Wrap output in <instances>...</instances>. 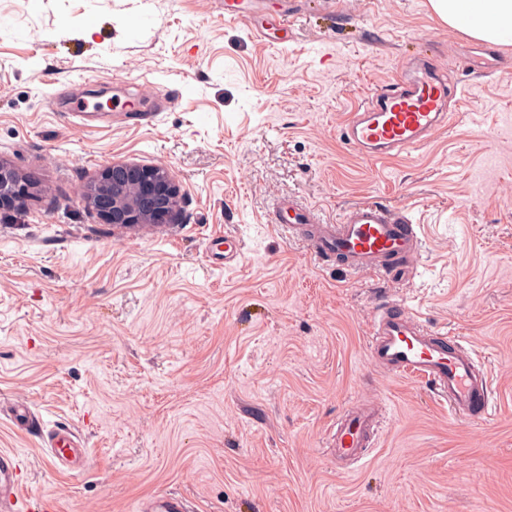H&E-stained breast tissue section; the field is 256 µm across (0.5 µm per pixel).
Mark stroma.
I'll return each mask as SVG.
<instances>
[{"mask_svg": "<svg viewBox=\"0 0 512 512\" xmlns=\"http://www.w3.org/2000/svg\"><path fill=\"white\" fill-rule=\"evenodd\" d=\"M0 0V157L31 184L0 216V448L55 512H133L176 492L193 512H512V74L429 0ZM436 63L451 111L418 148L371 160L340 128L368 93ZM109 104L67 121L81 101ZM113 162L167 167L182 221L136 233L82 202ZM333 224L406 212L416 271L384 283L320 264L273 227L276 203ZM240 240L210 265L215 236ZM405 305L480 355L497 404L462 421L422 380L375 366L377 304ZM378 413L365 463L329 448ZM68 426L83 470L49 465ZM10 408L8 416L11 420L22 423L25 429H31L38 421L35 413L28 400L24 398H14L10 400Z\"/></svg>", "mask_w": 512, "mask_h": 512, "instance_id": "stroma-1", "label": "stroma"}]
</instances>
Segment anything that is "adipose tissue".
Masks as SVG:
<instances>
[{
  "label": "adipose tissue",
  "instance_id": "1",
  "mask_svg": "<svg viewBox=\"0 0 512 512\" xmlns=\"http://www.w3.org/2000/svg\"><path fill=\"white\" fill-rule=\"evenodd\" d=\"M436 16L468 37L512 44V0H429Z\"/></svg>",
  "mask_w": 512,
  "mask_h": 512
}]
</instances>
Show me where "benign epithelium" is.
I'll use <instances>...</instances> for the list:
<instances>
[{"mask_svg":"<svg viewBox=\"0 0 512 512\" xmlns=\"http://www.w3.org/2000/svg\"><path fill=\"white\" fill-rule=\"evenodd\" d=\"M27 196L21 175L0 161V202L8 199L21 209ZM181 200V185L167 168L131 162L100 169L84 198L104 223L125 227L174 224Z\"/></svg>","mask_w":512,"mask_h":512,"instance_id":"7a95c632","label":"benign epithelium"}]
</instances>
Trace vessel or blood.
<instances>
[{
    "label": "vessel or blood",
    "mask_w": 512,
    "mask_h": 512,
    "mask_svg": "<svg viewBox=\"0 0 512 512\" xmlns=\"http://www.w3.org/2000/svg\"><path fill=\"white\" fill-rule=\"evenodd\" d=\"M447 118L448 84L439 72L425 69L368 96L361 111L345 124L343 138L364 156L381 158L419 146ZM317 218L314 210L300 207L288 218L291 235L307 241L317 256L336 257L350 271L369 272L383 280L412 274L420 239L406 213L363 203L347 209L335 224H321ZM240 251V241L215 238L208 257L212 264L225 266ZM368 350L379 368L429 383L456 418L490 416L494 399L485 364L454 337L425 328L407 308L392 304L379 309ZM9 417L28 429L37 421L29 401L18 397L10 402ZM377 429L373 412L345 413L330 446L337 457L362 462L374 445ZM48 446L52 462L83 461L81 440L72 430L59 429ZM0 512H38L25 495L19 456L10 449L0 450ZM136 512H189V506L183 496L171 493L142 499Z\"/></svg>",
    "instance_id": "1"
}]
</instances>
